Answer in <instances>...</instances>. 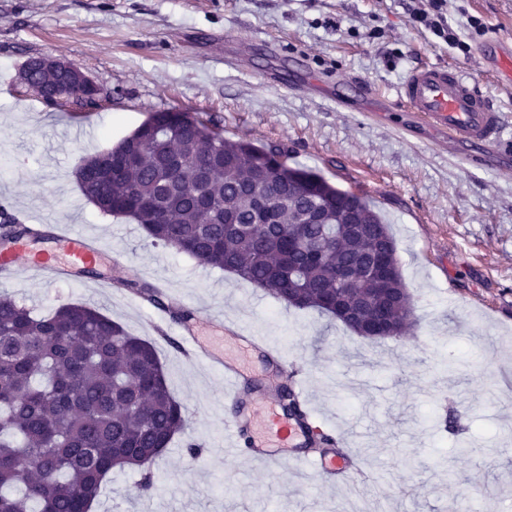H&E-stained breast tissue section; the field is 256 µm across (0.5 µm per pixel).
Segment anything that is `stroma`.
<instances>
[{
  "label": "stroma",
  "mask_w": 512,
  "mask_h": 512,
  "mask_svg": "<svg viewBox=\"0 0 512 512\" xmlns=\"http://www.w3.org/2000/svg\"><path fill=\"white\" fill-rule=\"evenodd\" d=\"M448 16L469 52L433 44L404 0H0V208L24 224L79 226L127 262L131 280L164 284L169 307L240 321L280 349L308 382L316 422L345 431L360 461L327 488L307 470L275 474L212 454L230 411L221 383L183 358L175 321L149 329L152 304L86 275L0 281V294L35 313L86 303L152 342L187 408L184 432L148 472L113 470L91 512H453L464 497L512 512V155L469 164L413 113L369 108L395 99L416 64H453L499 107L512 140V83L493 76L482 51L495 36L512 42V0H448ZM473 17L481 29L468 27ZM46 54L86 72L101 104L74 111L29 91L21 71ZM293 64L295 87L277 78ZM157 112L282 148L289 166L362 196L389 224L412 296L405 346L286 306L89 203L81 159ZM201 332L223 342L247 380L272 381L261 356L239 352L216 324ZM451 410L455 436L441 428Z\"/></svg>",
  "instance_id": "1"
}]
</instances>
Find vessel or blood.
Masks as SVG:
<instances>
[{
  "instance_id": "obj_1",
  "label": "vessel or blood",
  "mask_w": 512,
  "mask_h": 512,
  "mask_svg": "<svg viewBox=\"0 0 512 512\" xmlns=\"http://www.w3.org/2000/svg\"><path fill=\"white\" fill-rule=\"evenodd\" d=\"M396 103L404 111L419 113L430 129L458 144L466 158L483 156L500 139L501 113L456 66L438 63L416 66L400 83ZM51 239L56 245L51 252L32 253L24 240L0 249V271L9 278L28 274L54 281L97 266L107 255L106 250L87 232L64 224L54 226ZM179 333L183 355L197 363L201 371L219 374L224 380L225 402L238 408L242 397V369L229 360L222 349L206 344L196 324L180 325ZM237 337L245 349L261 352L271 359L275 373L288 378L297 399L303 405L311 404V393L295 363L283 358L252 334L241 331ZM253 426L251 416L238 408L237 413L224 422L221 455L238 456L240 434ZM314 426L310 418L297 421L271 413L264 421V428L272 443L252 448L251 459L270 470L279 468L284 462L297 469H313L316 478L325 485L353 472L356 463L344 450V435H336L330 450L317 454L303 453L306 437L313 432Z\"/></svg>"
}]
</instances>
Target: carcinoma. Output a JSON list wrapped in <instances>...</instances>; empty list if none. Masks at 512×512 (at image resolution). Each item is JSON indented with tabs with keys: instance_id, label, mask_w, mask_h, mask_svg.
<instances>
[{
	"instance_id": "carcinoma-1",
	"label": "carcinoma",
	"mask_w": 512,
	"mask_h": 512,
	"mask_svg": "<svg viewBox=\"0 0 512 512\" xmlns=\"http://www.w3.org/2000/svg\"><path fill=\"white\" fill-rule=\"evenodd\" d=\"M27 66L34 86L61 85L34 61ZM287 161L279 148L157 112L109 151L82 159L76 177L102 214L135 221L153 244L373 340L330 307L336 295L356 293L400 337L413 307L388 225L363 197ZM353 222L362 233L351 231ZM32 232L0 210V248ZM380 254L393 264L384 290L368 275ZM341 266L353 270L357 287L338 286ZM122 285L162 303L149 283ZM185 423L152 343L82 303L38 316L0 296V512H90L112 469L153 462ZM24 463L32 467L25 480Z\"/></svg>"
}]
</instances>
